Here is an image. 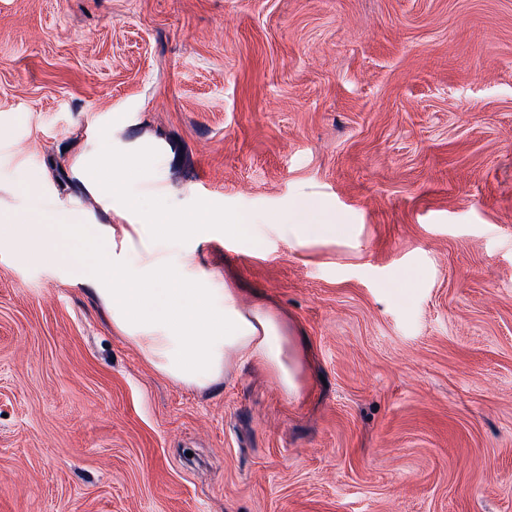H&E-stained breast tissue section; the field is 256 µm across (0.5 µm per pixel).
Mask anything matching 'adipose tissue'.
<instances>
[{
    "instance_id": "1",
    "label": "adipose tissue",
    "mask_w": 512,
    "mask_h": 512,
    "mask_svg": "<svg viewBox=\"0 0 512 512\" xmlns=\"http://www.w3.org/2000/svg\"><path fill=\"white\" fill-rule=\"evenodd\" d=\"M157 151L127 152L105 139L77 162L79 176L112 213L115 226L88 231L85 215L60 208L50 219L40 200L18 221L0 214V243L30 260L46 259L55 237L80 242L86 261L76 268L111 314L113 329L159 374L194 389L222 379L230 364L255 362L292 398L302 389L306 350L288 318L274 305H242L236 288L195 258V233L211 224L225 235H263L260 224L201 206L179 224L167 221L161 188L145 206L135 180H153Z\"/></svg>"
}]
</instances>
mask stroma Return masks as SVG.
<instances>
[{"mask_svg": "<svg viewBox=\"0 0 512 512\" xmlns=\"http://www.w3.org/2000/svg\"><path fill=\"white\" fill-rule=\"evenodd\" d=\"M99 135L161 153L173 222L352 235L197 245L306 343L297 400L159 376L0 249V512H512V0H0V212L30 177L112 223ZM288 238L297 246H306L324 239H336L349 236L351 233L347 224H284Z\"/></svg>", "mask_w": 512, "mask_h": 512, "instance_id": "1", "label": "stroma"}]
</instances>
